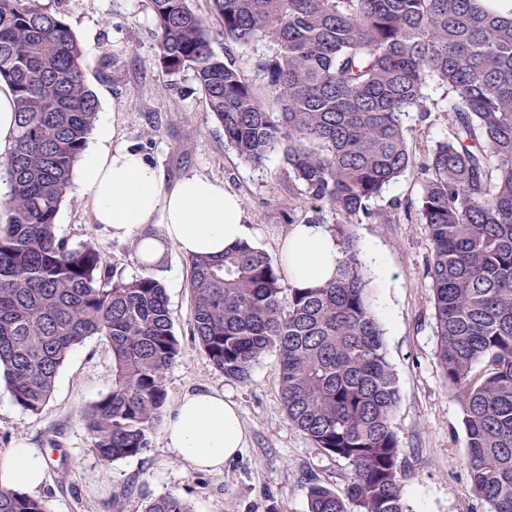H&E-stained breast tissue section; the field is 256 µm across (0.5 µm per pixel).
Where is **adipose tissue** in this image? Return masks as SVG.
I'll return each mask as SVG.
<instances>
[{
	"instance_id": "ef3b65f1",
	"label": "adipose tissue",
	"mask_w": 512,
	"mask_h": 512,
	"mask_svg": "<svg viewBox=\"0 0 512 512\" xmlns=\"http://www.w3.org/2000/svg\"><path fill=\"white\" fill-rule=\"evenodd\" d=\"M98 144L77 165V187L93 219L116 238H133L138 255L160 263L169 249L184 255H221L247 236L238 196L223 182L187 176L166 184L138 151L107 147L108 129L99 126ZM282 267L292 285L314 286L330 279L342 254L323 224H296L282 239ZM168 448L192 469L222 471L243 452L246 429L224 392L204 387L186 393L165 429ZM48 470L46 456L26 445L0 458V485L38 488Z\"/></svg>"
}]
</instances>
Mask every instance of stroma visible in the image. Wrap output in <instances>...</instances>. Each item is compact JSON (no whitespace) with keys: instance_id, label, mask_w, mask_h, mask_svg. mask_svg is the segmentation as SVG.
Instances as JSON below:
<instances>
[{"instance_id":"obj_1","label":"stroma","mask_w":512,"mask_h":512,"mask_svg":"<svg viewBox=\"0 0 512 512\" xmlns=\"http://www.w3.org/2000/svg\"><path fill=\"white\" fill-rule=\"evenodd\" d=\"M39 2L59 12L80 41L86 81L98 98L97 118L113 126L114 143L141 152L167 183L188 175L222 181L241 199L249 242L272 262H279V245L291 225L310 219L336 223L332 210L312 202L300 184L286 177L280 151H272L257 167L225 144L224 129L209 111L192 70L169 75L157 66L148 0ZM428 94V114L414 108L404 119L420 163L448 133V97L433 88ZM421 192L419 173L399 178L372 203L383 223L352 227L359 249L374 248L385 264L384 274L373 276L371 286L400 393L392 423L405 466L403 498L410 512H488L472 490L461 405L436 358L431 280L426 274L431 248L416 214ZM56 234L72 246L93 242L125 274L142 270L132 242L112 238L94 223L77 190H70L60 206ZM155 275L166 288L181 346L165 377L164 414H171L185 392L221 388L240 409L247 446L222 471H196L169 451L161 420L143 454L112 462L98 459L82 415L111 387L112 359L104 338H88L69 353L40 413L22 410L0 381V456L24 440L49 454L52 463L38 493L50 512H145L163 495L181 498L193 512H307L311 482L338 491L346 488L350 466L315 447L289 422L279 396L277 353L267 352L260 359L250 383L225 377L192 335L185 256L170 250Z\"/></svg>"}]
</instances>
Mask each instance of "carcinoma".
I'll list each match as a JSON object with an SVG mask.
<instances>
[{
	"label": "carcinoma",
	"instance_id": "carcinoma-1",
	"mask_svg": "<svg viewBox=\"0 0 512 512\" xmlns=\"http://www.w3.org/2000/svg\"><path fill=\"white\" fill-rule=\"evenodd\" d=\"M157 60L193 70L224 140L260 166L280 148L286 172L337 216L342 254L315 287L285 285L267 253L243 240L187 258L194 337L224 376L248 383L280 360L288 420L351 467L341 493L317 482L308 512H408L392 416L400 400L351 225L380 221L370 202L415 170L401 116L430 84L452 98L418 200L427 227L437 359L461 404L467 466L488 512H512V10L486 0H150ZM273 51L253 70L266 95L212 50L213 35ZM77 38L36 0H0V81L18 134L0 197V373L37 414L67 354L105 338L112 386L83 415L95 454L136 457L167 399L179 341L162 282L127 275L90 242L71 246L55 218L94 127L98 101ZM0 512H48L45 499L0 486ZM146 512H193L168 495Z\"/></svg>",
	"mask_w": 512,
	"mask_h": 512
}]
</instances>
